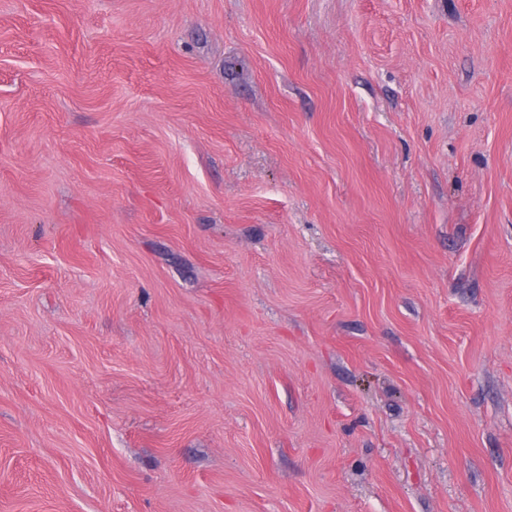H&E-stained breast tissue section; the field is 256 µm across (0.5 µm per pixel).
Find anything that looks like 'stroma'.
Here are the masks:
<instances>
[{"instance_id": "1", "label": "stroma", "mask_w": 512, "mask_h": 512, "mask_svg": "<svg viewBox=\"0 0 512 512\" xmlns=\"http://www.w3.org/2000/svg\"><path fill=\"white\" fill-rule=\"evenodd\" d=\"M0 512H512V0H0Z\"/></svg>"}]
</instances>
